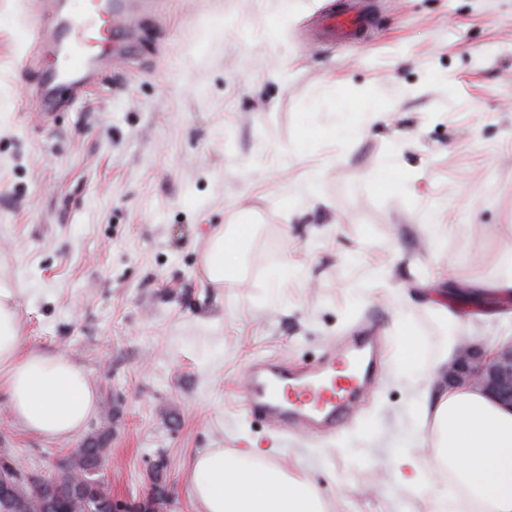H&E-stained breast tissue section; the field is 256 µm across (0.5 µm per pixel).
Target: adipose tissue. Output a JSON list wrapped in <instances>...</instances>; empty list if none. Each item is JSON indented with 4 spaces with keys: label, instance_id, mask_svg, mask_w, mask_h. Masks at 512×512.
<instances>
[{
    "label": "adipose tissue",
    "instance_id": "1",
    "mask_svg": "<svg viewBox=\"0 0 512 512\" xmlns=\"http://www.w3.org/2000/svg\"><path fill=\"white\" fill-rule=\"evenodd\" d=\"M251 230L248 224L214 230L203 257L212 287L229 281L227 267ZM23 339L15 291L0 282V395L17 427L49 440H71L96 414V391L67 354L23 349ZM458 342L449 337L415 388L414 434L431 451L429 465L403 455L393 462L395 475L407 486L444 482L433 512H512V409L479 388L448 385L445 374ZM189 496L194 512H329L311 480L290 476L248 451L197 454Z\"/></svg>",
    "mask_w": 512,
    "mask_h": 512
}]
</instances>
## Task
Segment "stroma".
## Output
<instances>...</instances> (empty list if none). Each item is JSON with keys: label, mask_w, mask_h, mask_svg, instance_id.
<instances>
[{"label": "stroma", "mask_w": 512, "mask_h": 512, "mask_svg": "<svg viewBox=\"0 0 512 512\" xmlns=\"http://www.w3.org/2000/svg\"><path fill=\"white\" fill-rule=\"evenodd\" d=\"M365 2L355 44L321 26L346 0H167L139 17L131 59L43 124L14 71L23 2L0 0V281L26 348L86 370L84 434L108 436L114 497L146 494L161 454L173 512H191L189 460L221 448L299 468L331 512H432L433 489L393 476L428 451L390 370L404 324L433 356L454 334L512 340L497 318L512 299L449 296L456 329L429 304L512 252V0ZM341 96L360 128L345 144L329 135ZM219 224L259 227L243 284L202 275ZM361 322L387 356L336 438L244 416L253 358L303 364ZM0 448L51 472L70 444L0 404Z\"/></svg>", "instance_id": "35a3bbf8"}]
</instances>
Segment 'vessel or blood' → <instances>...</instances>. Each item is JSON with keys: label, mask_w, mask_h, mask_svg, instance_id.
<instances>
[{"label": "vessel or blood", "mask_w": 512, "mask_h": 512, "mask_svg": "<svg viewBox=\"0 0 512 512\" xmlns=\"http://www.w3.org/2000/svg\"><path fill=\"white\" fill-rule=\"evenodd\" d=\"M134 21L128 0H86L77 14L70 0H28L22 15L26 50L16 60V73L38 76L29 95L30 111L45 121L59 102L82 101L111 70L113 57L128 53ZM369 25V15L354 6L325 23L331 32L352 39ZM54 57L63 58L64 66H51ZM380 359V338L372 328L346 336L318 361L302 367L257 358L246 369L240 407L287 432L335 433L347 423L356 402L374 388Z\"/></svg>", "instance_id": "1"}]
</instances>
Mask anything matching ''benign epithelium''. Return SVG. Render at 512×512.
Segmentation results:
<instances>
[{
    "label": "benign epithelium",
    "mask_w": 512,
    "mask_h": 512,
    "mask_svg": "<svg viewBox=\"0 0 512 512\" xmlns=\"http://www.w3.org/2000/svg\"><path fill=\"white\" fill-rule=\"evenodd\" d=\"M448 384L480 387L512 406V342L489 356L477 345L460 342L448 364Z\"/></svg>",
    "instance_id": "obj_1"
}]
</instances>
